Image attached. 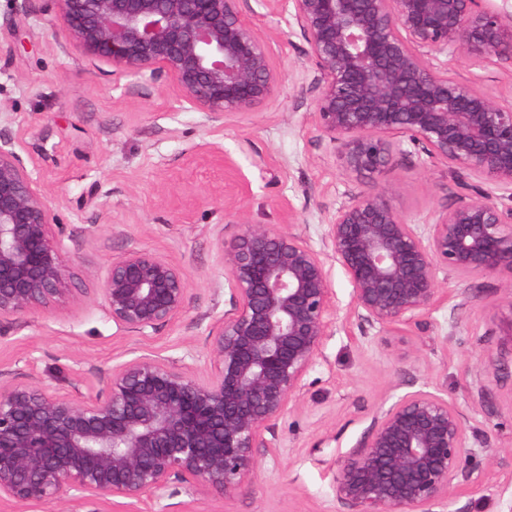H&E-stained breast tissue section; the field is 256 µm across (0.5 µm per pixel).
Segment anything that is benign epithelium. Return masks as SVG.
Listing matches in <instances>:
<instances>
[{"mask_svg":"<svg viewBox=\"0 0 512 512\" xmlns=\"http://www.w3.org/2000/svg\"><path fill=\"white\" fill-rule=\"evenodd\" d=\"M55 2L68 41L109 66L104 74L164 79L211 126L271 102L284 79L247 20L257 5L303 35L314 76L294 81L308 83L310 122L346 173H377L413 149L460 192L424 224L392 204L394 186L353 192L327 218L319 250L280 225L249 223L238 194L221 192L240 228L228 241L217 234L230 309L208 331L211 374L141 355L80 398L32 373L0 383V502L28 509L68 494L69 512H102L106 499L128 507L174 481L207 496L242 489L329 336L328 255L352 287L354 315L382 331L419 328L445 307L452 324L469 279L512 273V205L484 188L512 194V101L477 87L484 62L512 59V12L491 0ZM442 56L469 61L471 79L449 75ZM19 147L0 135V326L60 309L79 262ZM194 161L230 167L217 147ZM98 284L112 322L141 336L189 305L183 269L150 251L111 258ZM496 453L469 445L453 402L417 390L375 416L362 449L338 465L336 497L348 512L445 510L458 487H489L490 464L476 458Z\"/></svg>","mask_w":512,"mask_h":512,"instance_id":"benign-epithelium-1","label":"benign epithelium"}]
</instances>
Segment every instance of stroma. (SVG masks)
<instances>
[{
  "label": "stroma",
  "mask_w": 512,
  "mask_h": 512,
  "mask_svg": "<svg viewBox=\"0 0 512 512\" xmlns=\"http://www.w3.org/2000/svg\"><path fill=\"white\" fill-rule=\"evenodd\" d=\"M56 15L54 0H0V132L19 138L23 158L72 233L69 251L81 258L75 299L63 313H33L22 327H0V366L14 379L33 372L77 397L99 390L113 367L143 354L209 375V325L230 298L217 237L238 231L213 200L221 182H232L249 222L279 225L294 211V232L316 246L327 215L349 190L394 185L393 205L416 224L455 199L447 169L423 166L414 153L371 176L346 175L307 120L310 96L291 78L306 64L302 34L263 11L249 20L270 39L285 78L272 103L220 129L204 126L166 81L103 75L99 62L67 42ZM203 143L223 149L230 173L194 163ZM191 199L199 207L181 218ZM130 249L171 259L190 286L188 311L147 337L115 325L96 292L97 271ZM327 267L337 317L295 409L259 449L257 477L242 491L205 499L175 482L162 498L142 497L126 512H348L336 498L339 462L361 448L379 409L419 389L456 404L473 447L497 451L492 487L459 488L456 508L512 512V308L500 301L512 273L470 279V301L456 326L442 309L424 329L382 332L362 328L345 273L335 260ZM480 370L482 397L472 385Z\"/></svg>",
  "instance_id": "35a3bbf8"
}]
</instances>
